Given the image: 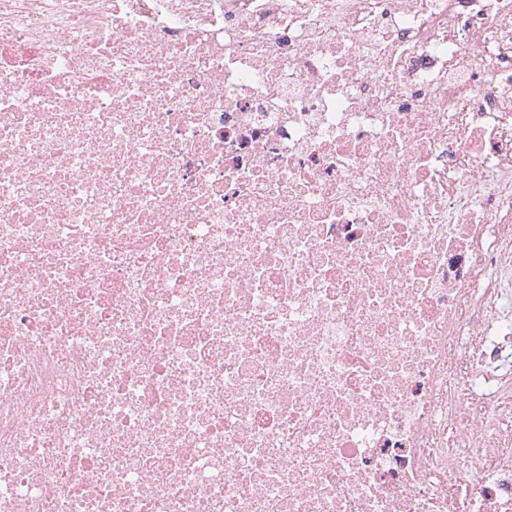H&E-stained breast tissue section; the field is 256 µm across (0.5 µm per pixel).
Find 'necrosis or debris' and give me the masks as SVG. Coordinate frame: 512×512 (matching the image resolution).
<instances>
[{"mask_svg": "<svg viewBox=\"0 0 512 512\" xmlns=\"http://www.w3.org/2000/svg\"><path fill=\"white\" fill-rule=\"evenodd\" d=\"M512 0H0V512H512Z\"/></svg>", "mask_w": 512, "mask_h": 512, "instance_id": "4bbe7bcc", "label": "necrosis or debris"}]
</instances>
